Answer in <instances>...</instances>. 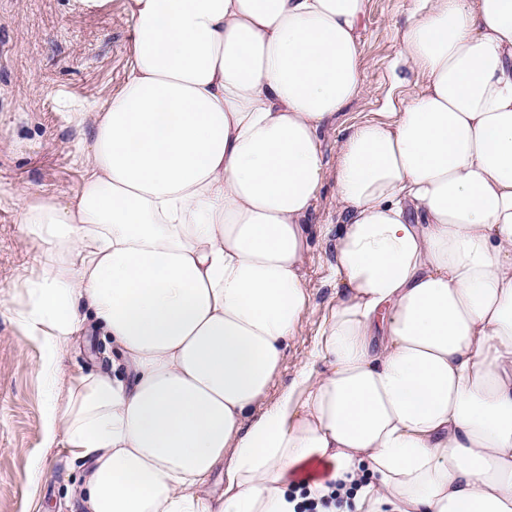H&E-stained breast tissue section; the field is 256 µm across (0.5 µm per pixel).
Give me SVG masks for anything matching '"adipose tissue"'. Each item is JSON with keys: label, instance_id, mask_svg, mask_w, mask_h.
Here are the masks:
<instances>
[{"label": "adipose tissue", "instance_id": "1", "mask_svg": "<svg viewBox=\"0 0 512 512\" xmlns=\"http://www.w3.org/2000/svg\"><path fill=\"white\" fill-rule=\"evenodd\" d=\"M416 2L419 91L337 148L336 306L271 403L367 0H124L80 192L17 193L45 247L18 323L112 341L111 372L45 366L81 512H298L313 463L347 512H512V0Z\"/></svg>", "mask_w": 512, "mask_h": 512}]
</instances>
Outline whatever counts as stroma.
<instances>
[{
    "instance_id": "35a3bbf8",
    "label": "stroma",
    "mask_w": 512,
    "mask_h": 512,
    "mask_svg": "<svg viewBox=\"0 0 512 512\" xmlns=\"http://www.w3.org/2000/svg\"><path fill=\"white\" fill-rule=\"evenodd\" d=\"M415 0H369L362 25L361 79L366 87L320 134L324 180L310 222L305 267L309 302L280 365L270 398L295 378L336 305L330 279L338 224L337 146L352 125L385 119L413 96L415 80L400 41ZM131 23L123 0L104 11L79 0H0V512H71L86 465L68 449L45 445L52 394L44 374L48 351L13 315L25 283L37 273L40 248L16 224L15 191L67 197L84 175L89 125L75 110L99 106L126 78ZM100 336H78L57 355V367L78 376L106 370L93 352Z\"/></svg>"
}]
</instances>
